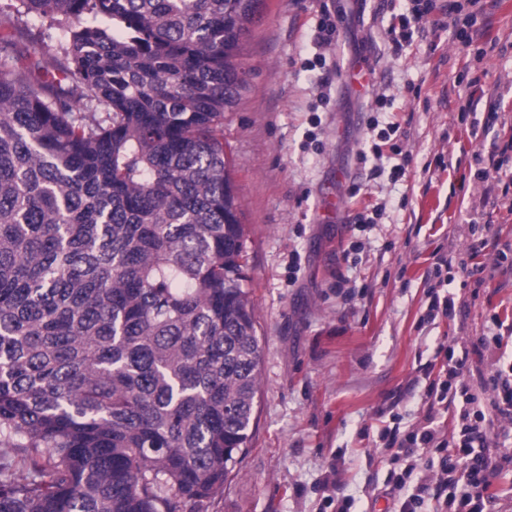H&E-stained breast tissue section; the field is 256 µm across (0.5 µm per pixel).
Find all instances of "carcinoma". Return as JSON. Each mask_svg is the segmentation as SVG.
<instances>
[{
  "label": "carcinoma",
  "mask_w": 512,
  "mask_h": 512,
  "mask_svg": "<svg viewBox=\"0 0 512 512\" xmlns=\"http://www.w3.org/2000/svg\"><path fill=\"white\" fill-rule=\"evenodd\" d=\"M263 0H9L0 34V512H206L261 347L224 152Z\"/></svg>",
  "instance_id": "obj_1"
}]
</instances>
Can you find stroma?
I'll return each instance as SVG.
<instances>
[{"label": "stroma", "mask_w": 512, "mask_h": 512, "mask_svg": "<svg viewBox=\"0 0 512 512\" xmlns=\"http://www.w3.org/2000/svg\"><path fill=\"white\" fill-rule=\"evenodd\" d=\"M266 3L239 50L246 89L224 115L261 391L251 443L207 512H336L332 495L350 512H389L381 409L399 394L402 425L422 419L420 393L406 388L421 365L441 366L442 345L470 347L471 372L512 374V271L476 284L495 252L469 250L474 224L512 243V205L486 203L477 176L478 159L512 142V0H430L399 49L389 32L415 0ZM326 17L337 33L322 46L314 34ZM360 58L404 130L373 180L355 159L371 94L345 78ZM370 200L387 208L362 232L348 219ZM351 240L362 248L344 255ZM441 254L467 270L451 286L454 317L424 324ZM492 314L503 323L493 356L471 348Z\"/></svg>", "instance_id": "obj_1"}]
</instances>
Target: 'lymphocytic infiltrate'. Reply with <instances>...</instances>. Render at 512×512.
I'll return each mask as SVG.
<instances>
[{
	"label": "lymphocytic infiltrate",
	"instance_id": "lymphocytic-infiltrate-1",
	"mask_svg": "<svg viewBox=\"0 0 512 512\" xmlns=\"http://www.w3.org/2000/svg\"><path fill=\"white\" fill-rule=\"evenodd\" d=\"M386 99L375 96L367 107L366 128L379 134L378 141H366L356 152L358 164L382 158L384 145L400 136L399 123L387 120ZM467 348L444 352V377L435 381L429 369H422L425 379L426 411L417 426L382 428L383 443L379 453L392 470L385 482V492L392 500V512H489L494 501L489 494L490 480L505 464L512 463V443L502 442L497 455L487 452L492 434L490 426L473 420L468 410L476 396L465 372ZM453 413L455 438H447L441 429L444 413ZM438 468L436 482L416 478L420 468Z\"/></svg>",
	"mask_w": 512,
	"mask_h": 512
}]
</instances>
